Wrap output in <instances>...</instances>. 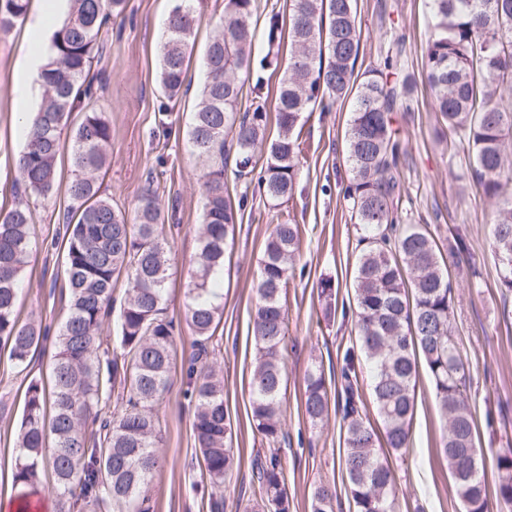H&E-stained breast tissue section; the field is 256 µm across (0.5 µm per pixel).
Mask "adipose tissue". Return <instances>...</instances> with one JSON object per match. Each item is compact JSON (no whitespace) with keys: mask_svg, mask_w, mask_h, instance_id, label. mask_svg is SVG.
<instances>
[{"mask_svg":"<svg viewBox=\"0 0 512 512\" xmlns=\"http://www.w3.org/2000/svg\"><path fill=\"white\" fill-rule=\"evenodd\" d=\"M63 3L64 0H33L32 3L33 21L29 33L36 36L38 48L28 52L14 72L15 84L19 90L14 110L20 118V131L24 134L29 132L31 116L36 112L34 95L39 87L38 77L51 52L50 29L60 14Z\"/></svg>","mask_w":512,"mask_h":512,"instance_id":"1","label":"adipose tissue"}]
</instances>
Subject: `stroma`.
I'll return each instance as SVG.
<instances>
[{"label": "stroma", "instance_id": "stroma-1", "mask_svg": "<svg viewBox=\"0 0 512 512\" xmlns=\"http://www.w3.org/2000/svg\"><path fill=\"white\" fill-rule=\"evenodd\" d=\"M175 0H126L121 16L102 29L104 49L95 58L89 78L98 102L112 126L110 167L103 187L127 211H134L146 182H153L164 209H175L176 225L166 229L173 258L168 286V314L179 326L175 357L189 354L193 332L185 320V282L197 251L193 229L201 222L202 168L186 136L198 92L204 81L205 50L223 14L224 0H202L196 12L195 40L189 53L185 93L167 102L158 82V49ZM363 32L358 70L377 66L387 55L400 53L407 74L419 81L407 109L394 113L405 153L400 178L405 189L401 221L427 225L439 244H447L448 229L460 227L479 278L451 271L453 331L471 376L469 403L476 418V448L480 473L488 493H495L497 457L512 450V292L498 286V260L489 246L491 201L468 181L469 159L463 146L440 142L439 118L433 94L423 86L422 48L433 18L428 0H357ZM29 20L0 31V183L15 180L16 158L24 141L16 132L13 73L29 49ZM347 105L315 111L303 128L300 177L292 199L271 207L259 195L247 193L237 179L234 163L224 168L232 199H245L239 211L233 243L224 257L222 319L210 361L221 370L224 404L232 428L235 465L224 484L222 512H242L257 488L253 460L263 450L250 415L249 382L256 348L253 338L255 284L264 241L272 227L289 221L299 227V255L288 282V341L284 352L287 391L281 419L280 444L290 512H311V492L317 483L336 487L335 512H352L345 470L340 462V417L329 414L311 425L301 406L305 374L322 367L332 385H340L347 350L357 340L353 266L359 234L343 191L349 179L345 161ZM56 192L37 202L33 222L39 246L22 274L17 311L21 320H35L58 329L68 311L64 290L65 253L60 231L69 206L65 184L70 160L61 156ZM331 281L336 295L324 300L322 281ZM335 305L326 318V305ZM52 345L33 351L25 370L16 369L0 351V500L15 495L12 486L15 431L21 421L30 380H48ZM181 376H174L159 409L161 466L153 482L154 512H210L208 481L194 448L193 415L183 397ZM416 413L410 445L393 455L399 512H463L453 491L447 461L439 448L444 420L427 371L415 386ZM494 425H487V414Z\"/></svg>", "mask_w": 512, "mask_h": 512}]
</instances>
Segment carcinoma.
<instances>
[{
	"label": "carcinoma",
	"mask_w": 512,
	"mask_h": 512,
	"mask_svg": "<svg viewBox=\"0 0 512 512\" xmlns=\"http://www.w3.org/2000/svg\"><path fill=\"white\" fill-rule=\"evenodd\" d=\"M70 11L52 39V55L39 76L41 106L11 185L13 205L0 210V349L14 366L48 339L47 329L22 323L16 314L21 273L37 245L31 200L49 198L57 183L58 157L68 153L71 205L64 222L65 280L69 313L53 341L49 383L31 381L15 435L12 474L16 498L36 492L44 468L55 478L58 512H151L154 472L160 466L158 409L172 383L175 322L165 315L171 256L163 231L170 215L147 187L133 216L105 195L99 178L110 161L112 127L87 81L101 44L103 25L123 12L124 0H69ZM195 2L179 0L159 49V81L170 101L183 94L187 50L195 26ZM30 0H0V29L25 18ZM433 32L425 48L426 80L434 92L448 136L466 142L475 187L489 199L512 181V108L501 105L512 88V0H429ZM291 56L275 95L265 107L267 54L252 56L254 0H224L217 34L205 51L206 78L187 136L203 165L199 249L186 283L185 319L195 334L182 359L185 399L208 476L211 507L234 467L231 424L224 385L207 362L209 344L223 315L214 275L224 269L226 242L234 230L241 197L233 205L224 184L226 139L237 176L257 175L271 206L294 197L303 151L304 114L328 111L353 97L346 131L350 169L346 200L359 229L354 276L356 330L371 363L372 396L381 428L359 406L351 378L360 367L355 352L344 357L348 381L341 410L343 463L354 512H397L394 478L380 449L409 447L419 361H424L446 423L440 454L466 512H488L477 458L476 426L467 401L466 362L451 330L453 284L449 271L468 261L466 237L454 229L442 254L425 224H399L395 211L403 185L404 154L392 114L414 93L398 79V61L356 70L363 34L355 0H287ZM279 12L271 11L269 47L280 45ZM86 100L81 122L62 140L71 112ZM490 246L500 265L499 286L512 291V200L494 213ZM299 250L298 226L281 222L267 235L256 284L253 337L256 359L250 379L251 416L268 445L257 459L259 497L244 512H289L279 457L284 388L283 350L288 337L285 291ZM126 276L119 308L117 347L110 348L104 319L113 308V282ZM121 401L112 408V399ZM302 405L316 425L328 416V382L313 367L305 376ZM497 495L512 508V451L497 458ZM336 486L314 488L313 512H333Z\"/></svg>",
	"instance_id": "obj_1"
}]
</instances>
